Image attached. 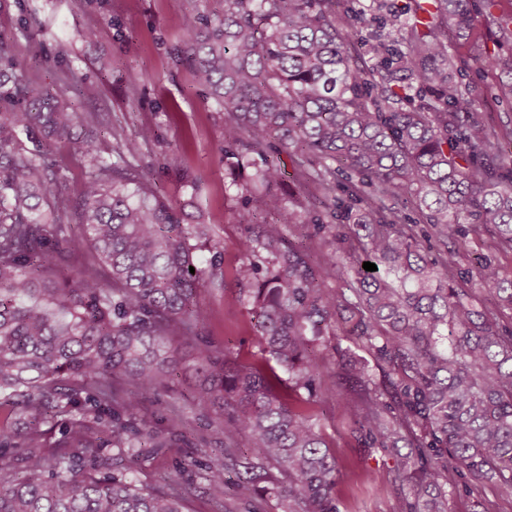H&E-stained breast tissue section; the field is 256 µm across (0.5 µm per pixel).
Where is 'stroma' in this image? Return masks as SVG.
Returning a JSON list of instances; mask_svg holds the SVG:
<instances>
[{
    "label": "stroma",
    "mask_w": 512,
    "mask_h": 512,
    "mask_svg": "<svg viewBox=\"0 0 512 512\" xmlns=\"http://www.w3.org/2000/svg\"><path fill=\"white\" fill-rule=\"evenodd\" d=\"M469 9L473 28L451 38L457 65L484 121L512 127V102L498 96L503 76L483 64L486 51L497 45V27L489 17L512 16V0H497L491 13L484 0H469ZM191 10L213 19L222 15L224 0H0V35L12 39L13 53L32 80L49 84L60 71L71 70L74 81L67 93L82 111L110 113L131 134L145 125L156 128V139L142 146L139 166L168 203L182 210L185 223H195L198 214L206 216L208 243L196 252L204 278L197 302L206 313L198 334L214 348H231L245 359L257 354L258 343L247 296L231 270L242 260L241 241L263 230L262 225L236 221L243 205H257L260 191L254 187L246 192L234 185L214 103L199 90L192 73L174 67L170 58L171 47L183 39V17ZM88 27L97 31L90 44L81 38ZM186 171L196 177V187L184 182ZM335 232L330 225H311L303 231L284 229L283 235L302 244L309 261L320 265L333 249ZM179 357V379L145 393V410L155 421L179 411L188 439L208 447L198 453V460L223 463V456L216 453L224 445L220 413L196 408L187 398L195 377L194 348L180 346ZM353 410L354 390L347 384L329 393L317 408L320 430L335 451L341 472L336 488L340 512H390L391 461L358 441L352 431ZM180 456L173 448L146 459L145 481L181 479L187 488L186 512H215L200 472L179 477Z\"/></svg>",
    "instance_id": "1"
}]
</instances>
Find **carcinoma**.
<instances>
[{
  "instance_id": "cac0c4a2",
  "label": "carcinoma",
  "mask_w": 512,
  "mask_h": 512,
  "mask_svg": "<svg viewBox=\"0 0 512 512\" xmlns=\"http://www.w3.org/2000/svg\"><path fill=\"white\" fill-rule=\"evenodd\" d=\"M378 11L355 0L341 13L336 0H224L215 20L188 12L171 51L222 115L233 168L248 178L241 188L262 191L260 209L237 213L239 224L267 226L240 243L235 269L258 284L253 328L269 358L255 360H231L197 336L205 313L193 241L206 238L205 224L183 223L129 162L155 129L128 136L89 114L114 141L103 156L98 135H76L75 103L29 79L0 36V403L13 426L0 430V512H182L180 483L139 485L125 463L183 440L179 419L158 429L142 406L144 392L178 377L187 341L197 349L192 402L224 415V465L207 474L217 506L232 512L229 496L256 512L269 499L284 512H339L336 457L311 413L336 386L312 353L329 333L361 393L358 440L394 459L392 512H448L456 498L479 512L512 502V330L503 324L512 279L488 256L464 272L458 251L429 254L420 240L489 228L488 251L512 252V161L502 149L512 128L474 112L449 52V35L472 23L465 0H381ZM370 22L402 31V41L372 45L378 61L367 69L350 54L348 30ZM61 141L86 162L72 214L56 183L51 143ZM275 144L333 195L336 226L368 230L363 240L336 233L327 268L282 240V225L321 219L289 204L268 158ZM404 208L415 223L402 222ZM68 224L80 235L66 234ZM86 249L109 281L55 275ZM261 250L272 256L265 269L254 261ZM478 290L496 302L483 304ZM270 358L288 373L286 394ZM61 415L68 425L46 454L45 426Z\"/></svg>"
}]
</instances>
